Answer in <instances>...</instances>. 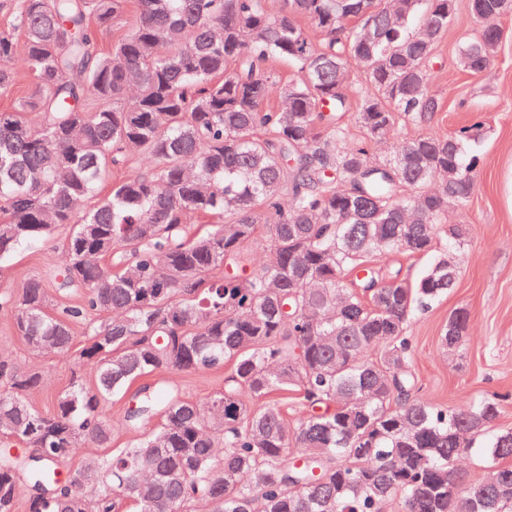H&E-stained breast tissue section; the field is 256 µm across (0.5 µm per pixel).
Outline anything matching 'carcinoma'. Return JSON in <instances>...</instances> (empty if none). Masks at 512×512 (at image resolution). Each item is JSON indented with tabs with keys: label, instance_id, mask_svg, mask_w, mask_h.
Listing matches in <instances>:
<instances>
[{
	"label": "carcinoma",
	"instance_id": "obj_1",
	"mask_svg": "<svg viewBox=\"0 0 512 512\" xmlns=\"http://www.w3.org/2000/svg\"><path fill=\"white\" fill-rule=\"evenodd\" d=\"M127 2L16 0L23 43L0 31V94L20 50L31 75L0 112V260L70 224L58 289L81 295L55 305L31 277L0 307L37 360L69 353L83 326L95 372L93 388L77 378L43 413L27 396L45 373L0 361V512H16L23 480L35 512H381L391 497L404 512H512L499 396L460 411L416 396L407 327L454 288L456 252L415 282L373 265L432 251L477 189V158L454 135L404 139L379 162L370 152L440 111L430 63L454 0H282L274 13L265 0H136L132 13ZM469 8L481 28L459 62L478 73L512 0ZM116 27L100 49L95 33ZM361 66L368 91L354 82ZM352 94L356 145L342 120ZM135 160L151 172L99 197ZM261 232L266 261L244 249ZM448 322L441 346L459 353L468 312ZM227 362L204 403L164 380L141 387L121 425L158 415V428L59 486L80 445L111 448L106 403L131 382ZM292 389L313 411L291 428L264 399ZM474 450L483 474L471 479Z\"/></svg>",
	"mask_w": 512,
	"mask_h": 512
}]
</instances>
